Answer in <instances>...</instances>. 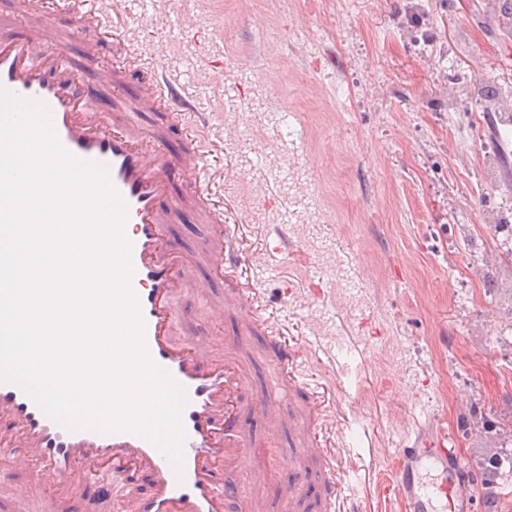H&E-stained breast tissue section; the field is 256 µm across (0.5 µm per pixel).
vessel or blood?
Wrapping results in <instances>:
<instances>
[{
	"mask_svg": "<svg viewBox=\"0 0 512 512\" xmlns=\"http://www.w3.org/2000/svg\"><path fill=\"white\" fill-rule=\"evenodd\" d=\"M64 6L70 25L60 26L53 12L46 11L34 16L19 38L10 22L0 18V87L47 104L61 144L79 160L107 166L113 187L126 203L124 230L134 266L131 287L140 302L146 346L189 398L182 414L184 473L175 477L165 456L139 436L68 430L48 418L20 387L0 383V461L46 493L34 502L17 489L0 488V512H230L237 489L223 482V472L261 475L282 465L304 480L309 475L307 463L315 457L324 460L327 512H362L358 505L348 504L336 481L340 462L329 438L309 424L311 415L324 408L323 393L315 392L290 420L281 417L282 399L300 385L297 350L284 341L267 342L263 357L274 369V387L244 405L249 377L240 357L213 353L214 337L203 335L175 305L180 294L197 295L207 302L214 319L236 314L246 336L269 325L258 304V290L246 277L239 225L224 224L220 209L207 203L202 178L208 169V149L194 139L188 148L171 151L163 135H146L135 120L136 113L154 111L159 102L180 115L192 111V104L159 72L154 95L127 99L109 113L88 111L89 101L120 87L119 71L101 67L99 49L90 45L81 60L92 74L85 81L56 62L50 51L77 36L88 21L110 30V17L119 4L65 0ZM175 180L184 186L185 195L161 203ZM189 206L195 208L198 223L223 226L218 241H205L201 252L191 255L167 235L169 224ZM204 266L238 280V287L217 290L201 278ZM246 408L264 419L269 436L289 425L288 453L262 445L243 429ZM460 470L447 435L422 437L397 449L393 476L382 493L402 503L406 512H480L477 498L461 495L458 489ZM133 472L150 477V492L114 496V479Z\"/></svg>",
	"mask_w": 512,
	"mask_h": 512,
	"instance_id": "b4317fda",
	"label": "vessel or blood"
}]
</instances>
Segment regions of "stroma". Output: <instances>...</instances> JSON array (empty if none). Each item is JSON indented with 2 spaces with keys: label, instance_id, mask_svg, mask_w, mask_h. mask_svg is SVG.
Returning a JSON list of instances; mask_svg holds the SVG:
<instances>
[{
  "label": "stroma",
  "instance_id": "35a3bbf8",
  "mask_svg": "<svg viewBox=\"0 0 512 512\" xmlns=\"http://www.w3.org/2000/svg\"><path fill=\"white\" fill-rule=\"evenodd\" d=\"M136 0L87 42L145 94L162 67L209 121L206 182L248 240L244 265L332 388L347 494L395 448L443 433L463 492L512 512V37L491 0ZM154 58L127 59L129 41ZM213 73L197 85L200 73ZM497 84L483 102L475 88ZM180 308L235 337L204 300Z\"/></svg>",
  "mask_w": 512,
  "mask_h": 512
}]
</instances>
